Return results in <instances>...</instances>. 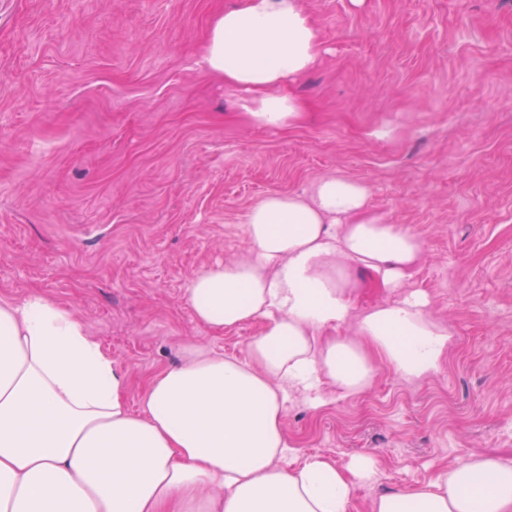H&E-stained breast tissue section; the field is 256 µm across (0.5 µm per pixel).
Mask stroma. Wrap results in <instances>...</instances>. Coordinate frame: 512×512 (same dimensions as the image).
<instances>
[{
    "mask_svg": "<svg viewBox=\"0 0 512 512\" xmlns=\"http://www.w3.org/2000/svg\"><path fill=\"white\" fill-rule=\"evenodd\" d=\"M239 2L0 0V297L76 311L138 407L186 345L245 358L259 323L212 331L186 286L245 248L248 210L353 179L422 237L405 289L453 344L422 379L380 364L364 395L292 398L294 457L373 458L351 512L465 457L512 464V0H303L322 55L282 127L203 64Z\"/></svg>",
    "mask_w": 512,
    "mask_h": 512,
    "instance_id": "stroma-1",
    "label": "stroma"
}]
</instances>
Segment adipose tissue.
Returning <instances> with one entry per match:
<instances>
[{
    "label": "adipose tissue",
    "instance_id": "1",
    "mask_svg": "<svg viewBox=\"0 0 512 512\" xmlns=\"http://www.w3.org/2000/svg\"><path fill=\"white\" fill-rule=\"evenodd\" d=\"M320 51L301 0H242L213 21L204 62L276 127L299 119L285 86ZM369 198L366 184L329 175L254 205L246 248L186 288L193 318L215 331L260 322L245 359L186 347L136 411L127 371L74 311L38 291L0 298V512H349L373 460H290V395H362L379 361L419 379L453 343L419 289L356 311L359 288L401 287L423 253ZM350 322L354 336L337 335ZM370 512H512V464L456 461L432 483L378 495Z\"/></svg>",
    "mask_w": 512,
    "mask_h": 512
}]
</instances>
